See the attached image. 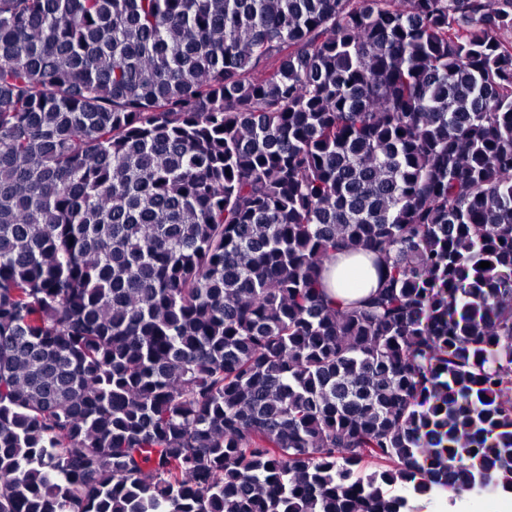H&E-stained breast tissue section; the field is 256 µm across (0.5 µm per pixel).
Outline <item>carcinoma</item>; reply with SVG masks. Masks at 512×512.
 <instances>
[{
  "mask_svg": "<svg viewBox=\"0 0 512 512\" xmlns=\"http://www.w3.org/2000/svg\"><path fill=\"white\" fill-rule=\"evenodd\" d=\"M436 486L512 492V0H0V512ZM370 259H369V258ZM374 255L360 253H341L335 255L329 270L322 274V285L326 294L346 303L356 302L378 286V269L372 264Z\"/></svg>",
  "mask_w": 512,
  "mask_h": 512,
  "instance_id": "carcinoma-1",
  "label": "carcinoma"
}]
</instances>
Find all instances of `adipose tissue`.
Here are the masks:
<instances>
[{
    "label": "adipose tissue",
    "instance_id": "adipose-tissue-1",
    "mask_svg": "<svg viewBox=\"0 0 512 512\" xmlns=\"http://www.w3.org/2000/svg\"><path fill=\"white\" fill-rule=\"evenodd\" d=\"M378 278L377 268L364 253H341L323 272L322 285L328 296L349 303L372 293Z\"/></svg>",
    "mask_w": 512,
    "mask_h": 512
}]
</instances>
